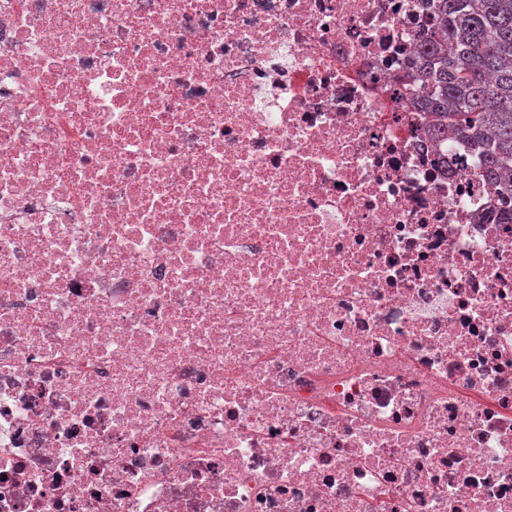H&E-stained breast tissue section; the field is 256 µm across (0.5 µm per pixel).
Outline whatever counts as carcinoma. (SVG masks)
I'll return each instance as SVG.
<instances>
[{"mask_svg":"<svg viewBox=\"0 0 512 512\" xmlns=\"http://www.w3.org/2000/svg\"><path fill=\"white\" fill-rule=\"evenodd\" d=\"M440 40L424 42L401 94L478 156L483 177L512 194V0H435Z\"/></svg>","mask_w":512,"mask_h":512,"instance_id":"carcinoma-1","label":"carcinoma"}]
</instances>
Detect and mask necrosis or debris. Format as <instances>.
I'll return each instance as SVG.
<instances>
[{"label":"necrosis or debris","instance_id":"obj_1","mask_svg":"<svg viewBox=\"0 0 512 512\" xmlns=\"http://www.w3.org/2000/svg\"><path fill=\"white\" fill-rule=\"evenodd\" d=\"M433 3L0 0V512H512V203L396 92Z\"/></svg>","mask_w":512,"mask_h":512}]
</instances>
